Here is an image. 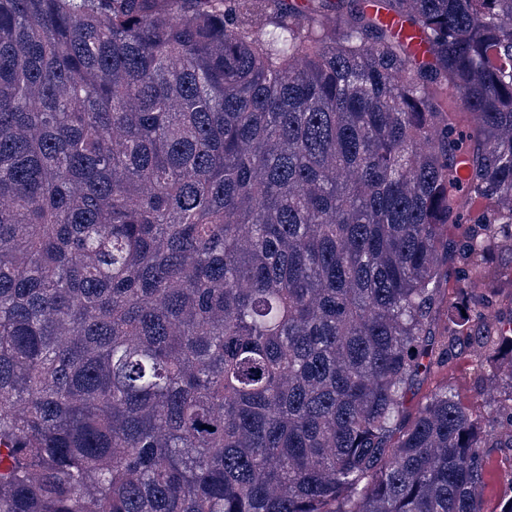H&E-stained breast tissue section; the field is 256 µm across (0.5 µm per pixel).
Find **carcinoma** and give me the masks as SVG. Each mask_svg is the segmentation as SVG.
<instances>
[{"label":"carcinoma","mask_w":512,"mask_h":512,"mask_svg":"<svg viewBox=\"0 0 512 512\" xmlns=\"http://www.w3.org/2000/svg\"><path fill=\"white\" fill-rule=\"evenodd\" d=\"M504 252L512 0H0V512H483ZM511 257L502 255L493 259V266L497 268L498 274L493 279L492 291L501 298H508L512 295V279H511ZM477 378L468 353L460 348L448 367L432 372L413 387L408 395V404L415 407L433 390L448 385L460 403L476 410H483L490 400V394L478 383Z\"/></svg>","instance_id":"cac0c4a2"}]
</instances>
